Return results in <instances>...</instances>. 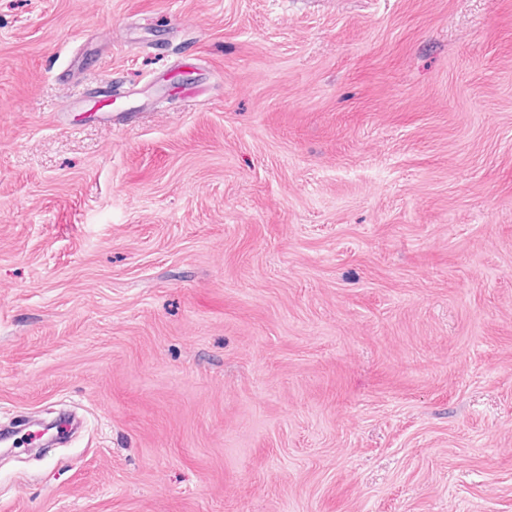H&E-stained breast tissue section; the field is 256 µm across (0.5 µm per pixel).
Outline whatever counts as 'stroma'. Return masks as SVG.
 Segmentation results:
<instances>
[{
  "instance_id": "obj_1",
  "label": "stroma",
  "mask_w": 512,
  "mask_h": 512,
  "mask_svg": "<svg viewBox=\"0 0 512 512\" xmlns=\"http://www.w3.org/2000/svg\"><path fill=\"white\" fill-rule=\"evenodd\" d=\"M0 512H512V0H0Z\"/></svg>"
}]
</instances>
